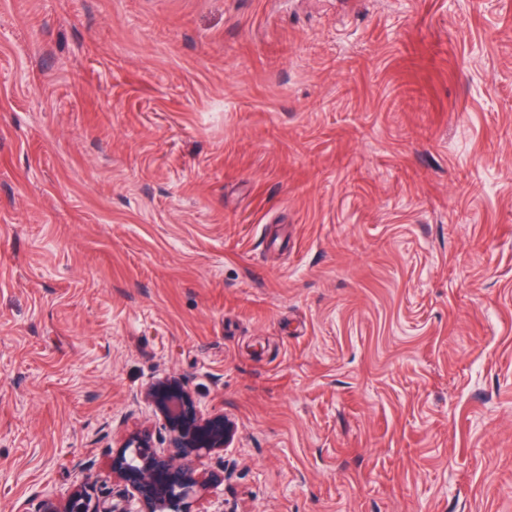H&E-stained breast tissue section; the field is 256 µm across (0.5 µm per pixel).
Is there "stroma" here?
<instances>
[{
	"label": "stroma",
	"instance_id": "1",
	"mask_svg": "<svg viewBox=\"0 0 512 512\" xmlns=\"http://www.w3.org/2000/svg\"><path fill=\"white\" fill-rule=\"evenodd\" d=\"M166 375L195 512H512V0H0V512Z\"/></svg>",
	"mask_w": 512,
	"mask_h": 512
}]
</instances>
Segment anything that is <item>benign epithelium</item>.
Wrapping results in <instances>:
<instances>
[{
  "label": "benign epithelium",
  "instance_id": "obj_1",
  "mask_svg": "<svg viewBox=\"0 0 512 512\" xmlns=\"http://www.w3.org/2000/svg\"><path fill=\"white\" fill-rule=\"evenodd\" d=\"M140 399L161 421L169 446H156L148 428L131 433L112 456V482L84 479L64 498L42 499L37 512H192L203 492L224 483L235 423L202 407L178 377L148 383ZM213 455L222 469L199 471L196 464Z\"/></svg>",
  "mask_w": 512,
  "mask_h": 512
}]
</instances>
